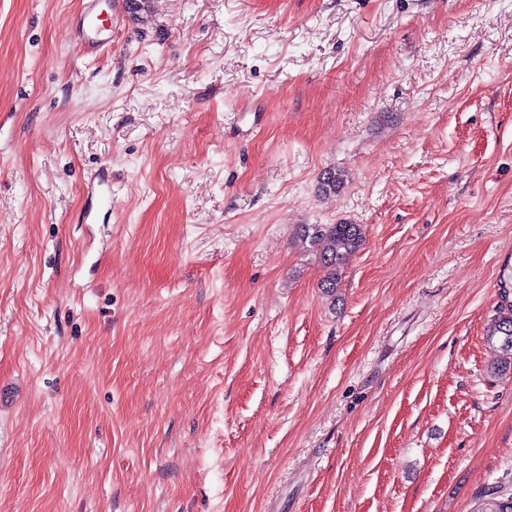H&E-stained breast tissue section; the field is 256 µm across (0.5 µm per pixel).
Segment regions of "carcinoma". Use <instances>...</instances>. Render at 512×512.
Here are the masks:
<instances>
[{
	"label": "carcinoma",
	"mask_w": 512,
	"mask_h": 512,
	"mask_svg": "<svg viewBox=\"0 0 512 512\" xmlns=\"http://www.w3.org/2000/svg\"><path fill=\"white\" fill-rule=\"evenodd\" d=\"M345 184L343 171L328 169L320 177V190L325 194L340 192ZM302 247L315 253L324 271L321 288L335 294L341 279V267L345 257L362 244V228L359 224H301L297 235ZM499 316L490 327L488 341L498 343L503 359H512V302L502 299L498 306ZM473 512H512V488L498 487L478 501Z\"/></svg>",
	"instance_id": "cac0c4a2"
}]
</instances>
